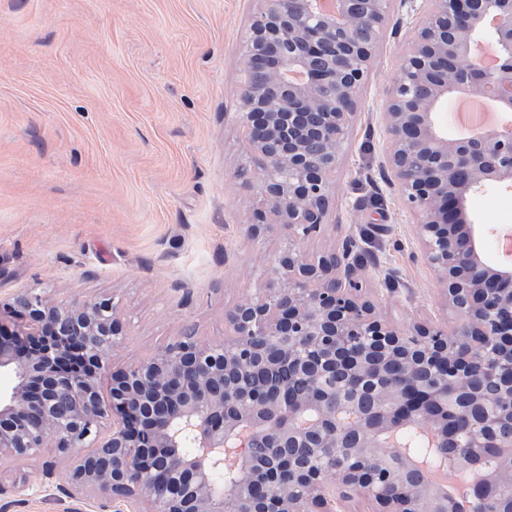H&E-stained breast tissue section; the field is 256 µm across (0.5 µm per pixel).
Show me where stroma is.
<instances>
[{
    "label": "stroma",
    "mask_w": 512,
    "mask_h": 512,
    "mask_svg": "<svg viewBox=\"0 0 512 512\" xmlns=\"http://www.w3.org/2000/svg\"><path fill=\"white\" fill-rule=\"evenodd\" d=\"M259 0H0V302L25 293L66 306L115 298L125 341L99 380L189 333L219 343L225 309L261 288L286 242L252 237L251 159L238 114L241 44ZM424 14L393 0L336 168L314 257L354 235L364 296L387 319L454 330L421 255L416 218L390 184L383 110ZM478 223L512 220V189L466 204ZM55 463V486L43 469ZM30 491L5 512H133L64 496L55 449L0 459Z\"/></svg>",
    "instance_id": "35a3bbf8"
}]
</instances>
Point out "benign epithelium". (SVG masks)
<instances>
[{
  "label": "benign epithelium",
  "instance_id": "obj_1",
  "mask_svg": "<svg viewBox=\"0 0 512 512\" xmlns=\"http://www.w3.org/2000/svg\"><path fill=\"white\" fill-rule=\"evenodd\" d=\"M321 2L265 0L242 44L241 125L265 200L248 232L278 231L288 246L264 287L225 310L233 334L218 345L178 338L112 374L107 405L98 378L124 339L114 299L63 308L17 297L23 322H0V370L16 378L0 396V458L53 448L69 462L67 497L98 492L138 512H335L332 494L366 497L373 512H455L414 465H379L381 435L415 424L437 430L433 448L512 454V262L487 258L484 226L466 214L469 196L512 188V137L450 139L441 126L462 91L512 112V0H400L427 24L385 103L391 184L419 216L420 252L448 306L466 317L451 334L380 316L351 236L318 258L300 249L326 224L336 130L352 120L392 0H338L334 15ZM486 42L492 70L475 61ZM450 404L471 420L465 437L441 415ZM348 405L360 406L357 427L339 418ZM248 421L270 462L226 484L224 448ZM186 438L216 454L200 461ZM284 446L318 452L277 455Z\"/></svg>",
  "mask_w": 512,
  "mask_h": 512
}]
</instances>
